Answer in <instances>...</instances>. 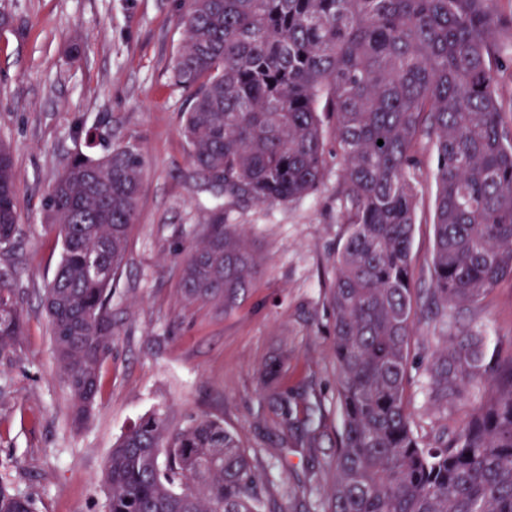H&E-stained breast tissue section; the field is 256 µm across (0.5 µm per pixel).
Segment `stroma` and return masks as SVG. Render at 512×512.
<instances>
[{"label":"stroma","instance_id":"1","mask_svg":"<svg viewBox=\"0 0 512 512\" xmlns=\"http://www.w3.org/2000/svg\"><path fill=\"white\" fill-rule=\"evenodd\" d=\"M186 0H0L13 27L0 29V140L17 174L21 235L0 251L13 268L23 336L0 364V473L32 498L36 512H105V463L115 441L161 408L172 422L223 420L267 480V512H327L343 419L336 403L333 261L347 227L339 215V161L329 157L319 188L273 205L222 199L189 162L181 133L189 93L171 61L184 40ZM133 143L146 159L137 222L112 286L115 338L90 418L70 419L52 326L42 305L61 243L46 219L50 189L76 155ZM433 155L418 173L411 248L418 298L432 273ZM247 235L260 272L229 313L186 304L178 254L216 216ZM477 326L486 361L512 348V279L478 308L449 307L440 327L421 313L410 345L409 409L424 442L453 435L485 395L435 403L424 370L444 334ZM279 361V380L265 369Z\"/></svg>","mask_w":512,"mask_h":512}]
</instances>
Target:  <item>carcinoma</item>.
<instances>
[{
    "instance_id": "carcinoma-1",
    "label": "carcinoma",
    "mask_w": 512,
    "mask_h": 512,
    "mask_svg": "<svg viewBox=\"0 0 512 512\" xmlns=\"http://www.w3.org/2000/svg\"><path fill=\"white\" fill-rule=\"evenodd\" d=\"M172 72L190 92L183 135L197 171L224 193L291 202L341 160L347 237L330 305L343 432L330 512H512V349L489 369L463 328L426 367L438 401L473 384L485 401L450 440L425 447L407 389L416 304L411 246L422 151L434 154L433 272L427 305L473 307L512 278V128L497 92V0H188ZM383 144H378V140ZM142 151L75 157L46 204L62 241L45 290L56 360L86 420L112 353V282L137 221ZM11 147L0 141V247L19 238ZM189 303L234 309L258 274L243 231L220 219L180 252ZM14 271L0 270V360L23 334ZM105 512H265V482L238 437L202 416L157 409L114 444ZM0 512H34L0 474Z\"/></svg>"
}]
</instances>
